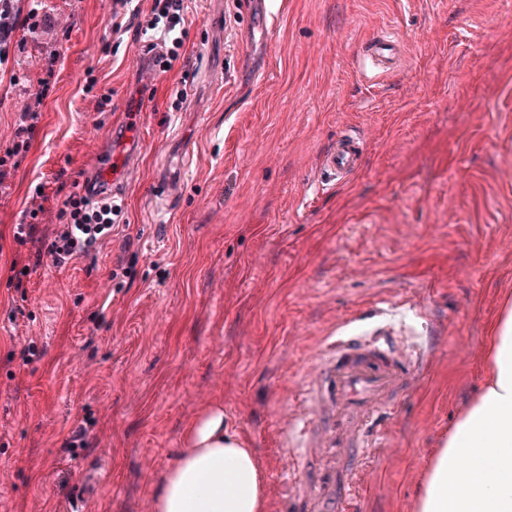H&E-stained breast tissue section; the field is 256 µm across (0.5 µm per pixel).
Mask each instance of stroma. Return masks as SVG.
Wrapping results in <instances>:
<instances>
[{
  "mask_svg": "<svg viewBox=\"0 0 512 512\" xmlns=\"http://www.w3.org/2000/svg\"><path fill=\"white\" fill-rule=\"evenodd\" d=\"M48 2L14 61L25 81L0 83L6 133L42 58L61 55L0 194V512H154L213 400L264 465L268 512H286L278 431L306 370L335 337L380 327L433 353L365 470L361 509L416 512L424 458L470 405L512 295V0H274L266 22L254 0H194L189 64L146 86L144 44L112 40L109 0ZM389 31L397 71L360 69V46ZM93 77L115 112L83 98ZM135 94L147 138L126 223L16 290L9 267L29 251L12 227L34 186L51 197L59 171L90 172ZM347 130L363 164L323 184ZM120 264L130 274L113 277ZM31 338L43 356L24 355ZM86 421L95 446L72 455Z\"/></svg>",
  "mask_w": 512,
  "mask_h": 512,
  "instance_id": "obj_1",
  "label": "stroma"
}]
</instances>
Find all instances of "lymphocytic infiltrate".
I'll list each match as a JSON object with an SVG mask.
<instances>
[{"label": "lymphocytic infiltrate", "mask_w": 512, "mask_h": 512, "mask_svg": "<svg viewBox=\"0 0 512 512\" xmlns=\"http://www.w3.org/2000/svg\"><path fill=\"white\" fill-rule=\"evenodd\" d=\"M188 15V0H151L146 9L141 0H112L109 27L115 35L131 32L146 39L152 51L150 62L161 71L183 56ZM46 21L37 0H0V74L7 76L9 83L21 80L12 65L25 49L17 31L36 32ZM40 117L39 110L27 108L10 133L0 139V184L28 155ZM44 200V193L33 192L23 222L13 230L14 244L33 250L28 265L16 261L10 265L9 278L18 288L26 287L37 267L47 263L57 267L96 248L111 235L121 213L120 206L95 202L88 182L60 195L53 206H45Z\"/></svg>", "instance_id": "1"}]
</instances>
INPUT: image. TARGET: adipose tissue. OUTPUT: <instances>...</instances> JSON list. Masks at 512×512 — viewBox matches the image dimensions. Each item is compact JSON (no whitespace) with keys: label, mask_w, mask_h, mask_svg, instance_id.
<instances>
[{"label":"adipose tissue","mask_w":512,"mask_h":512,"mask_svg":"<svg viewBox=\"0 0 512 512\" xmlns=\"http://www.w3.org/2000/svg\"><path fill=\"white\" fill-rule=\"evenodd\" d=\"M485 380L464 415L434 448L416 512H512V305L491 328ZM166 471L155 512H266L265 473L253 449L224 424L214 402L185 434Z\"/></svg>","instance_id":"adipose-tissue-1"}]
</instances>
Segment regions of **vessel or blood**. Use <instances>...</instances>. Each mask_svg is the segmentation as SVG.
I'll use <instances>...</instances> for the list:
<instances>
[{
    "label": "vessel or blood",
    "mask_w": 512,
    "mask_h": 512,
    "mask_svg": "<svg viewBox=\"0 0 512 512\" xmlns=\"http://www.w3.org/2000/svg\"><path fill=\"white\" fill-rule=\"evenodd\" d=\"M398 52L392 36L366 41L361 66L390 69ZM134 130L119 142L90 176L107 196L118 192L120 176L138 160ZM364 144L343 132L324 160L327 181L355 174ZM423 365L420 349L399 344L385 329L367 336H343L324 347L307 374L302 401L290 414L281 436L288 465L283 473L294 485L292 512H354L356 475L376 449L386 447L388 424L395 414L393 397L407 388Z\"/></svg>",
    "instance_id": "obj_1"
}]
</instances>
